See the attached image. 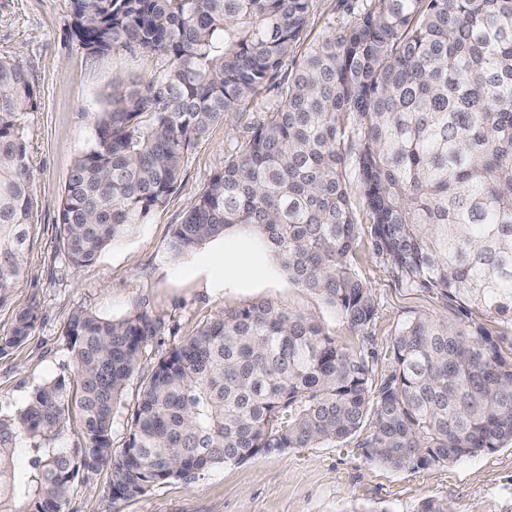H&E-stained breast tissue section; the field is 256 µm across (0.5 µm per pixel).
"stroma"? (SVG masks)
I'll return each mask as SVG.
<instances>
[{
    "instance_id": "obj_1",
    "label": "stroma",
    "mask_w": 512,
    "mask_h": 512,
    "mask_svg": "<svg viewBox=\"0 0 512 512\" xmlns=\"http://www.w3.org/2000/svg\"><path fill=\"white\" fill-rule=\"evenodd\" d=\"M353 17L344 0H311L307 26L282 63L288 76L309 47ZM0 58L24 69L37 93L27 116L28 161L34 173L35 218L29 228L23 282L0 306V336L9 333L17 310L39 307L28 339L0 356V414L24 407L39 385L74 374L64 332L74 314L92 312L119 320L143 311L158 324L148 356L129 383L123 406L131 408L158 358L209 322L217 311L270 301L310 316L345 344L357 340L314 293L293 284L264 243L252 235L240 242L265 266L247 286H218L210 245L175 257L169 242L210 176L269 116L276 91L260 93L224 122L211 127L185 160L176 192L147 223L112 242L86 266L65 261L58 245L62 193L76 156L93 141L92 102L103 100L118 77L149 76L156 61L140 55L92 56L73 32L72 0H0ZM355 270L370 288L376 315L367 347L376 378L392 371L390 341L416 317L451 318L436 293L398 283L390 263L361 234ZM110 470L79 469L63 512H416L432 498L450 512H512V445L441 466L395 470L365 460L356 440L321 443L263 454L240 464L218 465L195 479L173 478L142 497L113 501Z\"/></svg>"
}]
</instances>
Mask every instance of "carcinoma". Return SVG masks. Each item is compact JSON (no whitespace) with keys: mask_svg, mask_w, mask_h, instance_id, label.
<instances>
[{"mask_svg":"<svg viewBox=\"0 0 512 512\" xmlns=\"http://www.w3.org/2000/svg\"><path fill=\"white\" fill-rule=\"evenodd\" d=\"M310 2L73 0L88 53L164 64L145 82L112 84L65 187L59 242L70 264L93 263L164 206L196 141L276 88L278 108L209 178L170 253L248 229L360 346L272 302L222 311L155 363L116 457L112 424L158 326L136 310L120 320L78 313L65 333L73 383L48 381L0 415V512H62L73 455L57 442L72 415L80 465L111 464L114 501L353 437L369 462L395 470L512 445V342L487 327L512 326V0H371L281 83ZM34 107L24 71L0 58V305L20 282L33 219ZM352 186L374 250L402 285L457 311L454 321L406 322L379 382L363 348L376 309L354 268ZM37 317L34 303L15 313L0 355ZM21 450L29 467L19 474Z\"/></svg>","mask_w":512,"mask_h":512,"instance_id":"carcinoma-1","label":"carcinoma"}]
</instances>
